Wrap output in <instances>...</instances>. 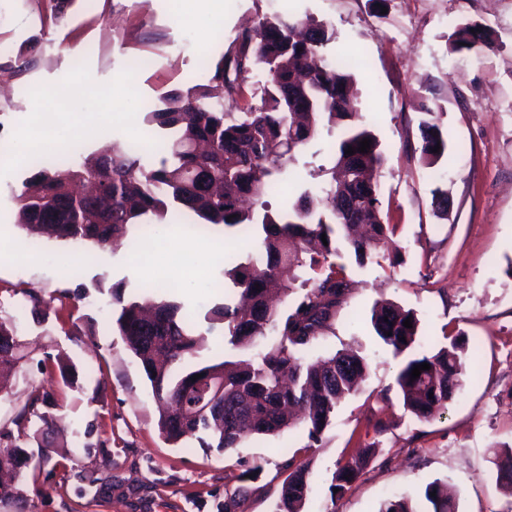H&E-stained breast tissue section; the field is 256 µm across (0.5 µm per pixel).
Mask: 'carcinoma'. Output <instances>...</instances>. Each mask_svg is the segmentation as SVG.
<instances>
[{"instance_id": "cac0c4a2", "label": "carcinoma", "mask_w": 512, "mask_h": 512, "mask_svg": "<svg viewBox=\"0 0 512 512\" xmlns=\"http://www.w3.org/2000/svg\"><path fill=\"white\" fill-rule=\"evenodd\" d=\"M335 39L324 22L261 16L227 51L207 59L208 83L190 81L146 113L148 125L172 131L158 145L156 160L121 145L83 162L77 145L50 161L39 155L29 160L32 174L15 203L16 224L26 230L31 246L46 234L100 247L125 238L137 251L158 225L182 220L195 221L201 233L221 226L259 239L252 252L224 254V276L240 289L244 304L224 302L205 316L209 328H223L224 345L232 351L275 337L245 359L185 365L205 349L207 338L181 303L164 298L148 306L113 286L112 324L142 368L160 405L159 429L173 444L190 440L221 452L237 447L247 433L274 435L300 424L310 448L330 425L337 404L369 374L366 357L353 349L306 361L350 296L351 278L339 259L347 252L362 266L381 257L398 229L380 208L372 172L385 158L378 136L355 107V78L349 66L325 53ZM450 39L456 51L495 48L492 31L478 22L461 25ZM251 79L260 90L258 102L242 112L224 111V99L241 95ZM440 112L435 101L422 108L418 150L428 167L448 149ZM324 134L336 135L330 143L334 164L323 170L327 178L318 191L301 192L281 210L269 208L263 197L283 185L296 154ZM366 138L370 149L361 153L357 148ZM350 147L354 154H345ZM247 201L260 203L262 210ZM278 293L290 297L284 309L270 303ZM408 318L410 328L403 325ZM371 325L385 345L405 356L396 378L404 411L422 421L446 409L466 374L465 341L453 338L434 352L419 351L417 313L389 300L374 305ZM17 329V320L0 318V393L20 359ZM422 363L430 369L411 379ZM51 406V394L34 390L13 421L16 429L0 428L1 473L22 477L33 457L25 432L28 416H37L47 434L56 425L47 411ZM376 446L369 444L337 470L338 491L350 487ZM492 464L497 482L512 490V448L494 452ZM284 467L288 476L275 512H305L311 462L292 456ZM379 512H458V504L436 480L420 498L397 496Z\"/></svg>"}]
</instances>
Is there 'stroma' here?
Wrapping results in <instances>:
<instances>
[{
    "label": "stroma",
    "instance_id": "1",
    "mask_svg": "<svg viewBox=\"0 0 512 512\" xmlns=\"http://www.w3.org/2000/svg\"><path fill=\"white\" fill-rule=\"evenodd\" d=\"M310 17L331 25L327 52L351 59L363 121L385 155L380 200L398 232L388 260L350 264L347 305L311 349L310 358L351 347L370 364L359 391L342 400L320 442L300 428L249 435L220 453L172 445L158 425L149 383L120 336L112 331V286L126 297L164 279L146 254L124 247L43 241L21 248L14 197L29 174L30 144L51 132L69 144L68 126L94 117L111 142L149 149L143 121L156 96L202 80L204 58L219 55L255 17ZM489 26L498 48L474 56L451 51L462 24ZM0 42L31 58L16 73L0 56V317L20 323L21 358L9 393L0 394V427L11 426L31 391L54 393L65 405L64 436L45 438L50 461L26 469L21 496L0 500V512H220L225 494L240 492L242 512H272L288 471V457L312 462L305 512H378L387 500L446 481L459 512H512V495L496 481L494 446L512 445V0H223L219 12L190 13L170 0H73L54 15V0H0ZM81 87L58 100V92ZM438 99L448 150L426 167L417 151L420 108ZM329 142L307 145L290 167L282 208L320 182L331 165ZM448 191L450 210L438 217L435 188ZM172 243L170 265L185 262V246L199 245L204 264L171 298L204 316L234 287L224 278V252L244 248L234 232L205 235L184 225H161ZM81 270L72 280L62 263ZM44 301L32 318L28 290ZM389 300L414 310L425 348L464 334L477 371L467 374L447 410L417 421L394 392L402 360L373 332L371 308ZM71 360L81 390L66 388L57 362ZM388 429L376 434L374 424ZM378 449L344 492L332 494L336 470L370 443ZM260 466L258 479L244 472ZM97 477L98 497L82 490Z\"/></svg>",
    "mask_w": 512,
    "mask_h": 512
}]
</instances>
